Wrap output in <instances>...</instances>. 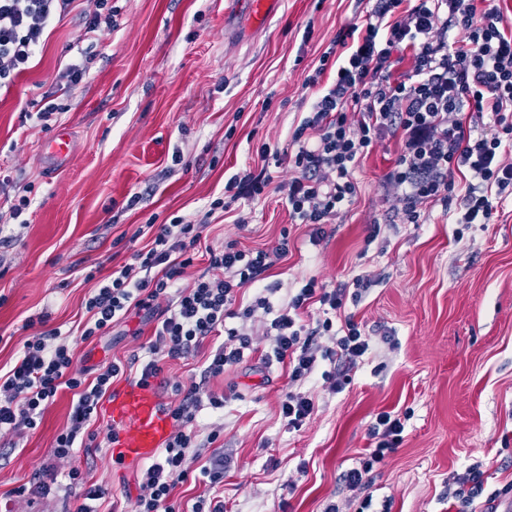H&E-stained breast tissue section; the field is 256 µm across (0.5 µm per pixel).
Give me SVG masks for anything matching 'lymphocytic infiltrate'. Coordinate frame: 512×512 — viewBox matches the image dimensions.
<instances>
[{
    "label": "lymphocytic infiltrate",
    "mask_w": 512,
    "mask_h": 512,
    "mask_svg": "<svg viewBox=\"0 0 512 512\" xmlns=\"http://www.w3.org/2000/svg\"><path fill=\"white\" fill-rule=\"evenodd\" d=\"M74 0H0V86L23 72L41 47L49 23L67 15ZM337 58L322 55L315 85L327 68L335 78L321 89L291 135L292 151L262 146V158L288 162L295 175L288 183L286 204L292 220L316 227L330 223L358 193L355 166L383 133L400 141L393 167L383 185L399 203L400 223L416 224L429 203L456 205L460 224L489 223L498 205L512 197V163L505 162L512 140V29L494 0H373L364 34L355 28L336 38ZM412 66L404 75L396 67L404 57ZM468 174L463 197L455 195L456 174ZM205 220L173 218L147 225L150 239L131 260L114 268L107 284L95 289L85 307L90 315L83 340L110 333L131 312L154 319L152 339L126 361L110 362L94 372L76 368L65 333L53 328L23 344L14 366L0 373V437L17 440L36 430L59 390L72 393L67 426L54 440L53 454L65 459L80 448H108L114 431L100 432L91 423L114 381L135 376L149 386L167 360L194 352L206 338L227 331L230 341L207 359L200 381L175 385L177 402L167 404L173 431L162 453L141 474L135 512H177L174 488L190 475L188 453L198 445L195 424L201 403L223 409L224 399L204 394L206 380L223 376L239 363L250 345L248 334L225 330L224 321L250 316L270 301L258 295L252 308L236 311L240 289L262 281L275 260L288 253L287 240L273 249L244 250L236 242L203 244ZM204 247L210 274L183 285L185 271ZM346 287L327 289L317 277L281 304L267 327L276 362L288 364L295 389L286 391L281 414L288 427H302L315 412L314 400L298 391L323 361L343 358L357 363L369 350L367 336L346 318L335 348L321 350L315 336L330 331L331 312L344 305ZM319 305L323 316L303 323L302 311ZM404 425L382 412L369 431L371 446L360 467L345 475L349 486L368 485L402 440Z\"/></svg>",
    "instance_id": "f902f5d3"
}]
</instances>
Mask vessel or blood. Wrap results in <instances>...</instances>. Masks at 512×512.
I'll use <instances>...</instances> for the list:
<instances>
[{
    "mask_svg": "<svg viewBox=\"0 0 512 512\" xmlns=\"http://www.w3.org/2000/svg\"><path fill=\"white\" fill-rule=\"evenodd\" d=\"M279 0H226L224 18L238 14L249 17L251 36H261ZM118 441L112 449L114 458L137 462L151 457L162 448L172 430L171 419L153 389L134 385L115 395L109 404Z\"/></svg>",
    "mask_w": 512,
    "mask_h": 512,
    "instance_id": "vessel-or-blood-1",
    "label": "vessel or blood"
}]
</instances>
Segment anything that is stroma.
Here are the masks:
<instances>
[{"instance_id":"obj_1","label":"stroma","mask_w":512,"mask_h":512,"mask_svg":"<svg viewBox=\"0 0 512 512\" xmlns=\"http://www.w3.org/2000/svg\"><path fill=\"white\" fill-rule=\"evenodd\" d=\"M225 0H112L116 25L100 37L84 32L97 0H75L54 21L26 71L0 87V369L9 370L30 332L28 318L47 314L49 327L85 322V301L133 250L146 245L145 224L173 217L206 218L208 243L273 247L288 237V254L267 272L272 305L315 275L328 287L364 282L347 300L345 317L362 325L370 348L333 391L321 376L303 390L316 411L301 429L288 428L280 405L290 385L284 364H266L271 320L253 309L225 328L250 335L239 364L211 380L223 409L201 406L200 437L217 433L224 481L200 477L211 449L190 452L191 479L172 499L191 512L198 497H220L224 512H463L449 493L454 475L481 463L485 493L512 499V199L488 224H455L441 203L425 208L420 224H393L395 201L383 186L399 145L378 141L358 165L353 203L325 225L322 239L293 223L284 186L288 165L263 163L261 145L283 150L307 112L305 87L337 34L365 24L369 0H281L265 33L240 42L224 37ZM92 56L90 72L71 95L54 94L59 71ZM62 111L49 124L35 118L46 95ZM74 139L70 160L44 153L52 134ZM267 170L263 196L211 209L235 173ZM28 200L21 219L13 206ZM151 327L129 316L110 335L71 337L77 364L95 368L126 359L150 339ZM211 350L164 363L154 389L162 402L172 387L199 379ZM72 395L60 391L41 425L18 447L0 446V512H63L73 492L64 478L80 470L102 486L97 512H134L141 463L116 464L107 448L53 456L66 427ZM403 416L402 441L372 482L349 489L343 475L359 466L378 413ZM59 479L49 497L20 500L13 489L46 466ZM369 508H362L363 500Z\"/></svg>"}]
</instances>
